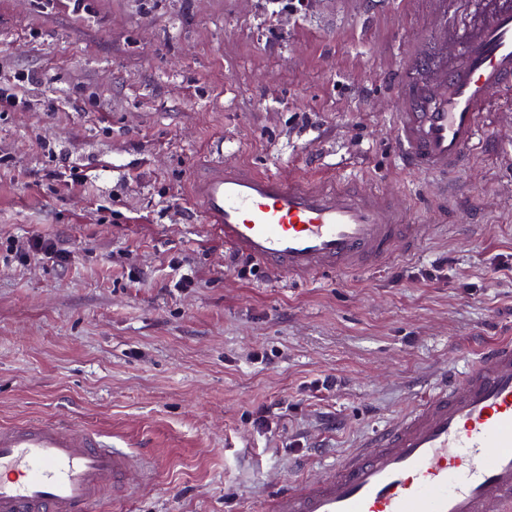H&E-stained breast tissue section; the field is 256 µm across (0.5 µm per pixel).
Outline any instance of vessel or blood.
I'll return each instance as SVG.
<instances>
[{"label":"vessel or blood","mask_w":512,"mask_h":512,"mask_svg":"<svg viewBox=\"0 0 512 512\" xmlns=\"http://www.w3.org/2000/svg\"><path fill=\"white\" fill-rule=\"evenodd\" d=\"M438 32L402 50L395 150L430 175L466 169L494 109L512 108V0H435ZM190 200L203 222L261 267L308 282L370 271L434 227L410 224L378 188L205 162ZM143 459L55 419L0 426V512H93L130 490ZM268 512H512V343L439 377L395 420L316 477L275 493Z\"/></svg>","instance_id":"obj_1"}]
</instances>
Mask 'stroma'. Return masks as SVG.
Returning a JSON list of instances; mask_svg holds the SVG:
<instances>
[{
    "label": "stroma",
    "mask_w": 512,
    "mask_h": 512,
    "mask_svg": "<svg viewBox=\"0 0 512 512\" xmlns=\"http://www.w3.org/2000/svg\"><path fill=\"white\" fill-rule=\"evenodd\" d=\"M431 24L419 0H309L300 18L267 0H0V86L26 101L0 111V251L63 252L0 262V425L60 418L146 458L135 496L97 512H264L437 372L512 341V111L459 176L470 211L376 272L239 276L187 200L221 157L378 181L430 223L435 180L399 165L391 89ZM10 252V256L17 257L22 261H27L31 258L37 259H53V258H61L63 256L61 250L57 249V246L48 243L41 239H30L26 242H13Z\"/></svg>",
    "instance_id": "1"
}]
</instances>
